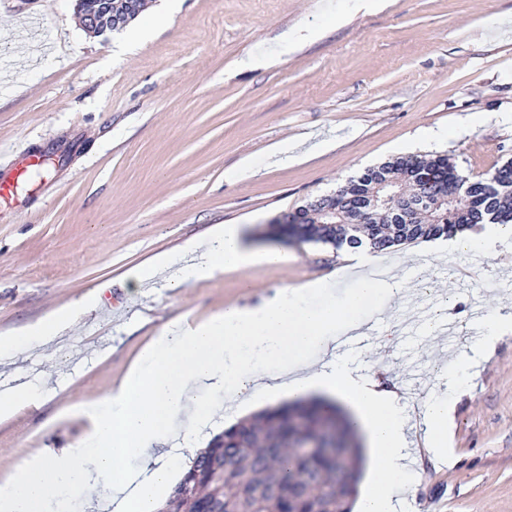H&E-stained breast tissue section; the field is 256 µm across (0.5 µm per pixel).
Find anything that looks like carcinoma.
Instances as JSON below:
<instances>
[{
    "label": "carcinoma",
    "mask_w": 512,
    "mask_h": 512,
    "mask_svg": "<svg viewBox=\"0 0 512 512\" xmlns=\"http://www.w3.org/2000/svg\"><path fill=\"white\" fill-rule=\"evenodd\" d=\"M376 178L415 202L409 223L381 196L363 206ZM286 218L272 224L278 237L376 252L476 224H512V158L471 179L446 155L394 156ZM310 442L325 451L303 453ZM361 461L346 414L322 399L289 403L214 437L157 512H351Z\"/></svg>",
    "instance_id": "carcinoma-1"
}]
</instances>
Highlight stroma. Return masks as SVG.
Wrapping results in <instances>:
<instances>
[{"mask_svg": "<svg viewBox=\"0 0 512 512\" xmlns=\"http://www.w3.org/2000/svg\"><path fill=\"white\" fill-rule=\"evenodd\" d=\"M145 0L138 18L86 33L77 0H0V174L18 196L0 201V337L98 294L58 346L0 367V386L43 388L40 409L0 416V482L27 459L85 433L66 416L107 392L172 317L257 307L285 286L323 281L343 299L345 250L282 242L268 224L395 152L445 154L479 176L512 157V0ZM138 37L132 55L116 47ZM444 142H417L421 128ZM47 155L31 179L25 160ZM247 225L286 267L255 266L171 289L135 287L129 273L218 224ZM411 298L455 316L477 340L484 309L512 304V252L492 256L493 287H467L475 257L453 253L414 268ZM360 372L430 386L403 408L442 395L448 344L427 320L390 351L348 352ZM449 457L421 439L407 450L403 512H512V336L472 367L454 396Z\"/></svg>", "mask_w": 512, "mask_h": 512, "instance_id": "stroma-1", "label": "stroma"}]
</instances>
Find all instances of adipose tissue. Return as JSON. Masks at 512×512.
Segmentation results:
<instances>
[{
    "label": "adipose tissue",
    "instance_id": "obj_1",
    "mask_svg": "<svg viewBox=\"0 0 512 512\" xmlns=\"http://www.w3.org/2000/svg\"><path fill=\"white\" fill-rule=\"evenodd\" d=\"M511 239V224H486L437 239L430 250L492 253ZM200 247L199 260L181 268L180 283L288 262L279 249L250 247L239 224L218 226ZM375 260L368 250L355 255V285L338 302L309 304L306 284L279 289L257 308L228 306L203 320L170 321L108 392L95 403L73 407V416L86 423L85 440L63 455L19 467L0 490V512H66L77 498L91 512H154L170 486L172 436L191 454L200 427L225 402L240 407L316 394L348 409L375 459L376 474L359 512H394L393 500L407 482L404 451L410 433L422 434L432 450L447 447L450 396L464 388L472 363L512 334V310L502 306L485 318L482 341L445 367L448 397L433 399L420 419L410 421L395 386L357 372L337 353V336L364 328L370 311L397 309L407 296L398 274L373 277ZM77 314L68 308L24 334L0 339V362L50 342L60 323Z\"/></svg>",
    "mask_w": 512,
    "mask_h": 512
}]
</instances>
